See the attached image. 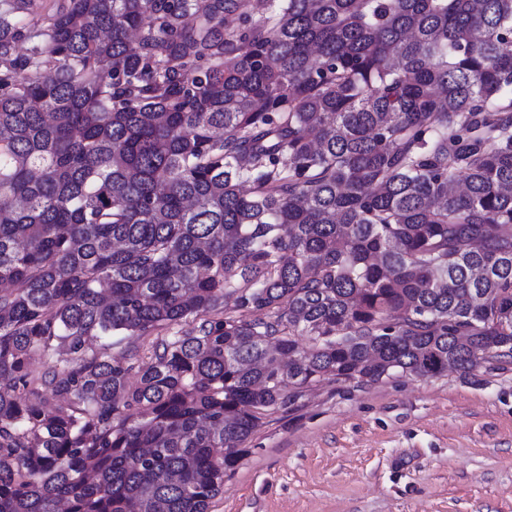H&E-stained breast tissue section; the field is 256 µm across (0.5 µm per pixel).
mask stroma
Returning <instances> with one entry per match:
<instances>
[{"mask_svg":"<svg viewBox=\"0 0 512 512\" xmlns=\"http://www.w3.org/2000/svg\"><path fill=\"white\" fill-rule=\"evenodd\" d=\"M210 512H512V358L276 410Z\"/></svg>","mask_w":512,"mask_h":512,"instance_id":"1","label":"stroma"}]
</instances>
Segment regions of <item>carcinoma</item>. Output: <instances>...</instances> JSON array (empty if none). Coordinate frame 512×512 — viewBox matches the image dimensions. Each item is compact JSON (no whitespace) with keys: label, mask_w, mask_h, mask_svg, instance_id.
I'll use <instances>...</instances> for the list:
<instances>
[{"label":"carcinoma","mask_w":512,"mask_h":512,"mask_svg":"<svg viewBox=\"0 0 512 512\" xmlns=\"http://www.w3.org/2000/svg\"><path fill=\"white\" fill-rule=\"evenodd\" d=\"M265 6L0 10V512H209L305 385L512 357V0Z\"/></svg>","instance_id":"obj_1"}]
</instances>
